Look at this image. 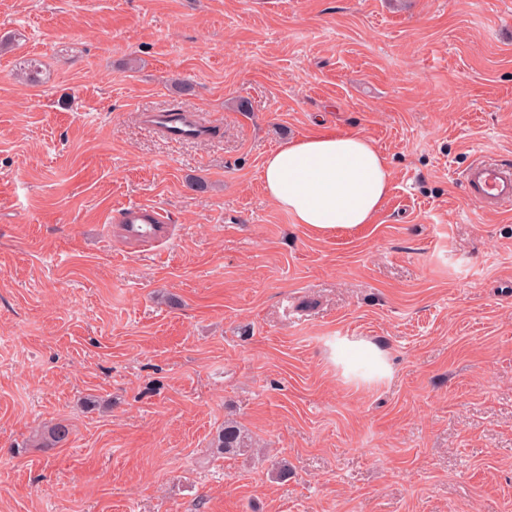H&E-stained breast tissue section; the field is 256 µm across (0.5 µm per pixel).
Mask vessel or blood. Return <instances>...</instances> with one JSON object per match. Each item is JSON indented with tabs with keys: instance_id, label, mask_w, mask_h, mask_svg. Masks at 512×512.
<instances>
[{
	"instance_id": "b4317fda",
	"label": "vessel or blood",
	"mask_w": 512,
	"mask_h": 512,
	"mask_svg": "<svg viewBox=\"0 0 512 512\" xmlns=\"http://www.w3.org/2000/svg\"><path fill=\"white\" fill-rule=\"evenodd\" d=\"M149 126L167 140L201 141L209 131L197 116L181 108L161 109L147 115ZM468 201L480 209L498 211L512 205V167L489 157L473 161L464 174ZM124 224H161L164 216L149 208L132 207L120 218Z\"/></svg>"
}]
</instances>
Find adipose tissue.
<instances>
[{"instance_id":"adipose-tissue-1","label":"adipose tissue","mask_w":512,"mask_h":512,"mask_svg":"<svg viewBox=\"0 0 512 512\" xmlns=\"http://www.w3.org/2000/svg\"><path fill=\"white\" fill-rule=\"evenodd\" d=\"M261 178L279 208L320 236L373 223L390 186L384 155L355 132H319L284 143L266 156Z\"/></svg>"}]
</instances>
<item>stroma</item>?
<instances>
[{"mask_svg": "<svg viewBox=\"0 0 512 512\" xmlns=\"http://www.w3.org/2000/svg\"><path fill=\"white\" fill-rule=\"evenodd\" d=\"M174 106L212 135L148 126ZM318 130L387 160L358 231L263 189ZM481 156L512 161V0H0V512H512ZM135 206L165 235L124 237ZM355 341L388 376L346 371ZM228 421L252 448L217 452ZM121 224H165V217L154 209L132 207L119 219Z\"/></svg>", "mask_w": 512, "mask_h": 512, "instance_id": "1", "label": "stroma"}]
</instances>
